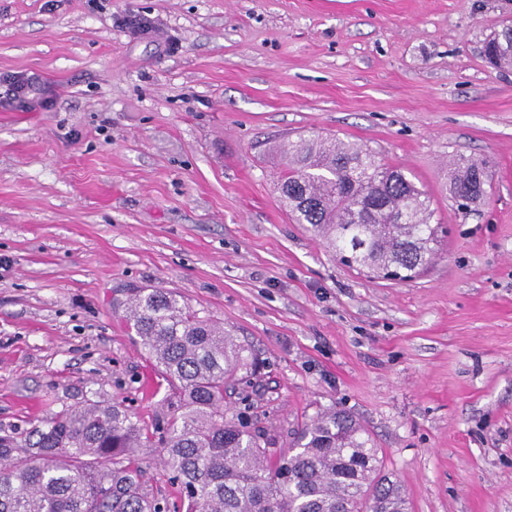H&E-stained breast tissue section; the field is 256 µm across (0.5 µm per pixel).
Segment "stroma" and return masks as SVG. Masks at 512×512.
I'll use <instances>...</instances> for the list:
<instances>
[{
	"instance_id": "1",
	"label": "stroma",
	"mask_w": 512,
	"mask_h": 512,
	"mask_svg": "<svg viewBox=\"0 0 512 512\" xmlns=\"http://www.w3.org/2000/svg\"><path fill=\"white\" fill-rule=\"evenodd\" d=\"M145 16L150 33L119 27ZM512 0H0V427L101 388L153 429L162 387L128 288H167L251 346L276 451L319 410L370 433L409 512H512V66L482 55ZM367 145L425 190L437 261L351 270L275 188L285 140ZM482 159L462 213L453 168ZM46 94L45 84L37 76H0V105L4 102L26 108L34 102L46 105Z\"/></svg>"
}]
</instances>
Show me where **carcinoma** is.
<instances>
[{
  "instance_id": "obj_1",
  "label": "carcinoma",
  "mask_w": 512,
  "mask_h": 512,
  "mask_svg": "<svg viewBox=\"0 0 512 512\" xmlns=\"http://www.w3.org/2000/svg\"><path fill=\"white\" fill-rule=\"evenodd\" d=\"M512 65V29L485 45ZM282 204L339 260L384 279L419 274L438 255L430 197L372 149L313 136L278 147ZM483 164L452 186L466 209L485 198ZM126 310L140 345L168 384L167 415L148 433L102 394L65 405L20 431L0 428V512H166L142 482L143 449H157L184 492L185 512H408L376 445L336 408L316 414L277 458L247 418L224 416V392L257 367L250 349L211 315L165 288H132Z\"/></svg>"
}]
</instances>
